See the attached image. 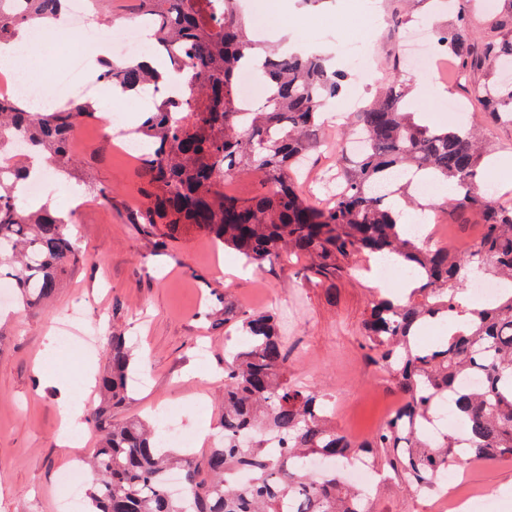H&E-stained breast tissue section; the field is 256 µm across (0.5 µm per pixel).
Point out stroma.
Wrapping results in <instances>:
<instances>
[{
	"mask_svg": "<svg viewBox=\"0 0 512 512\" xmlns=\"http://www.w3.org/2000/svg\"><path fill=\"white\" fill-rule=\"evenodd\" d=\"M411 25L447 23L446 7L431 0H277L261 19L282 29L283 42L327 55L347 75L343 93L332 102L321 143L313 152V178L336 172L338 115L348 112L352 97L371 101L391 77L390 57L399 45L383 19L392 8ZM359 40L376 47L371 65L346 57L342 46ZM412 111L424 124L468 126L483 122L480 107L446 112L438 103L462 98L457 86L426 79L416 94L415 71L403 70ZM112 87L100 83L94 97L95 121L85 124L73 145L68 175L44 201L68 211L72 187L83 193L72 231L80 243L74 270L44 309L22 311L13 300L0 301V512H56L62 474L83 463L97 443L85 423L68 426L65 410L91 412L100 403L89 389L88 372H101L103 351L67 349L54 337L67 313L82 308L100 327V341L124 335L137 363L147 372L113 420L151 418L174 408L179 423L194 436L193 453L212 446L223 407L224 357L231 347L232 326L224 322V302L249 311L278 310L288 317V376L330 400L337 427L351 437L369 438L395 410L399 397L390 376L372 364L362 337L371 302L390 281L356 271L316 285L300 275L297 260L262 267L243 266L234 250L215 246L189 232L158 249L126 216L138 203L139 161L110 149L98 128L112 111ZM112 190L111 202L99 187ZM466 487L488 489L497 496V512H512V457L475 461L466 467ZM374 512H438L437 496L452 495L453 485L437 492L410 491L395 481H374Z\"/></svg>",
	"mask_w": 512,
	"mask_h": 512,
	"instance_id": "stroma-1",
	"label": "stroma"
}]
</instances>
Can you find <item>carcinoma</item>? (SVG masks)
<instances>
[{"label":"carcinoma","mask_w":512,"mask_h":512,"mask_svg":"<svg viewBox=\"0 0 512 512\" xmlns=\"http://www.w3.org/2000/svg\"><path fill=\"white\" fill-rule=\"evenodd\" d=\"M146 15L161 43H180L183 59L166 64L187 72L192 93L159 98L139 124L147 152L140 178L144 203L131 217L143 234L167 241L188 231L203 234L263 264L305 258L303 276L321 283L342 275L360 257L395 259L418 287L402 299H375L363 321L364 347L393 378L401 407L365 441H353L324 412L319 392L288 382V349L275 312H244L224 303V320L238 323L241 342L224 359V440L202 456L158 447L155 427L144 421H112L126 398L134 358L125 337L112 334L99 380L102 402L86 418L101 434L90 468L93 481L85 512H363L369 496L347 486L343 462L352 458L404 479V487L432 490L452 463L512 456V204L483 186L485 138L476 128L430 127L409 111L392 60L393 79L355 113L357 160L340 168L342 189L329 206L298 187L297 166L312 152L327 103L344 75L319 53L271 49L251 37L238 18V0H147ZM462 0L454 20L436 27V38L456 59L455 82L497 125H512V0L477 17ZM24 13L0 0V42L22 27L46 24L64 12L66 0H29ZM484 33H470L474 24ZM248 60L262 62L264 103L239 111L236 72ZM104 82L137 92L161 82L138 65L107 64ZM92 105L74 101L34 112L20 100L0 98V152L20 140L25 154L10 174L0 173V272L15 285V300L44 308L74 269L78 246L65 220L17 204L14 187L26 179L25 159L47 152L51 162L70 159L68 140L90 119ZM249 173L262 191L240 198L224 191V177ZM449 183L448 207L479 224L464 253L446 244L426 245L398 223L386 194L400 196L415 177ZM489 267L504 288L491 302L466 309L460 294L471 274ZM470 314L468 328L422 345L421 330ZM483 378L480 390L461 384ZM443 406L467 425L458 438L430 435ZM281 442L267 450L265 436ZM322 458L334 467L313 473L305 462ZM180 472L183 494L167 489L168 472ZM248 479L240 483L235 474Z\"/></svg>","instance_id":"carcinoma-1"}]
</instances>
